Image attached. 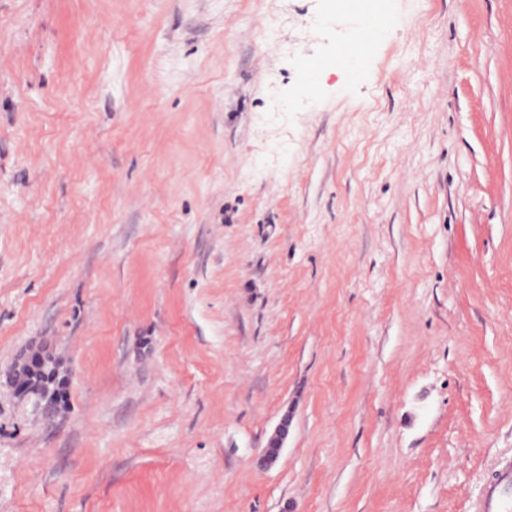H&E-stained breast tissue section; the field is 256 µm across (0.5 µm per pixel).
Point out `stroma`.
Returning a JSON list of instances; mask_svg holds the SVG:
<instances>
[{
    "instance_id": "obj_1",
    "label": "stroma",
    "mask_w": 512,
    "mask_h": 512,
    "mask_svg": "<svg viewBox=\"0 0 512 512\" xmlns=\"http://www.w3.org/2000/svg\"><path fill=\"white\" fill-rule=\"evenodd\" d=\"M384 6L356 82L330 0H0V512H471L512 456V0ZM45 364L46 362L40 353L27 358L19 376L12 377V383L21 395L28 397L32 401L37 411L45 418L52 419L58 415L60 410L61 400L58 390H32L31 385L26 383L27 374L34 370L33 365L44 366ZM32 393L37 395L31 396ZM289 425L290 420L286 415L281 419L274 433L270 437L266 448L263 450V457L265 461L272 462L277 459L280 450L283 448L285 440L288 437Z\"/></svg>"
}]
</instances>
